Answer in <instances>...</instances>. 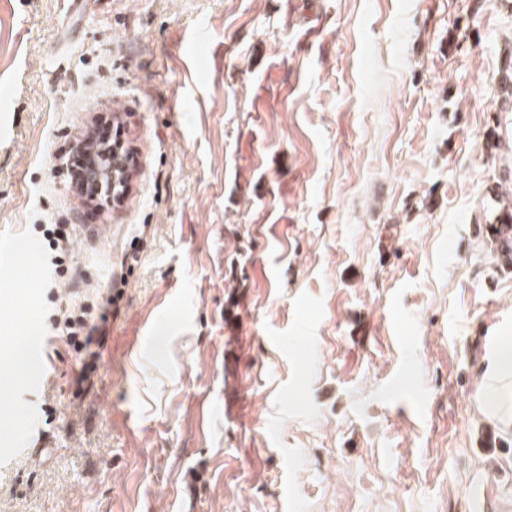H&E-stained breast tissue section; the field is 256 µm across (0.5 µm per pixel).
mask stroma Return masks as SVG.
Masks as SVG:
<instances>
[{
	"instance_id": "obj_1",
	"label": "stroma",
	"mask_w": 512,
	"mask_h": 512,
	"mask_svg": "<svg viewBox=\"0 0 512 512\" xmlns=\"http://www.w3.org/2000/svg\"><path fill=\"white\" fill-rule=\"evenodd\" d=\"M510 43L512 0H0V512H512ZM103 115L119 204L67 173ZM48 224L120 292L78 398ZM491 235L498 247L505 264L512 263V202L504 205L489 222Z\"/></svg>"
}]
</instances>
